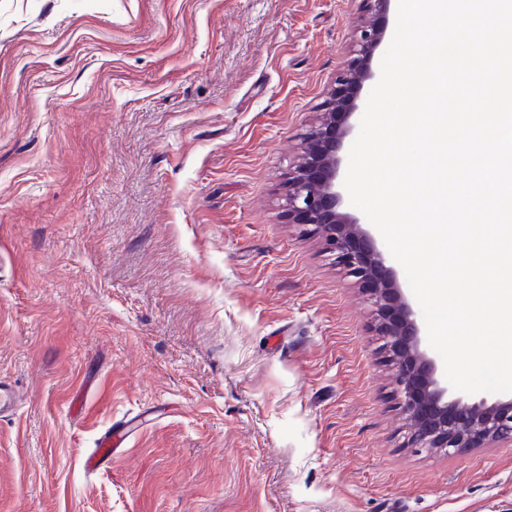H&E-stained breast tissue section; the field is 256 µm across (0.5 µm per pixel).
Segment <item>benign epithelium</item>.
<instances>
[{"instance_id": "obj_1", "label": "benign epithelium", "mask_w": 512, "mask_h": 512, "mask_svg": "<svg viewBox=\"0 0 512 512\" xmlns=\"http://www.w3.org/2000/svg\"><path fill=\"white\" fill-rule=\"evenodd\" d=\"M384 35L376 21L361 29L358 48L336 77L326 112L307 134L301 164L288 178V217L307 230L322 231L337 262L368 292L375 307L376 330L384 337L383 348L395 366L401 408L414 427L412 444L456 454L512 442V398L491 401L481 393H464L441 382L435 362L421 349L414 311L386 266L384 254L361 224L338 211L339 151L352 130L350 119L360 110V91L374 76L371 63Z\"/></svg>"}]
</instances>
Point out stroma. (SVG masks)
<instances>
[{"mask_svg": "<svg viewBox=\"0 0 512 512\" xmlns=\"http://www.w3.org/2000/svg\"><path fill=\"white\" fill-rule=\"evenodd\" d=\"M366 17L0 0V512H512V445L409 446L366 292L288 221ZM128 431L123 429L121 425H116L114 429L112 427L105 432L100 439L98 448H95L91 456L87 458L86 466L90 469H96L100 467L103 461L112 459L115 451L124 444Z\"/></svg>", "mask_w": 512, "mask_h": 512, "instance_id": "1", "label": "stroma"}]
</instances>
